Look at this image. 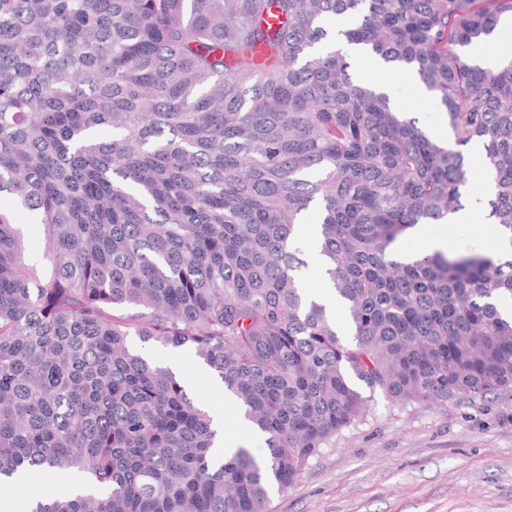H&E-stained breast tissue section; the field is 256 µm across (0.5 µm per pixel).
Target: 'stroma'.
Returning <instances> with one entry per match:
<instances>
[{
  "label": "stroma",
  "instance_id": "obj_1",
  "mask_svg": "<svg viewBox=\"0 0 512 512\" xmlns=\"http://www.w3.org/2000/svg\"><path fill=\"white\" fill-rule=\"evenodd\" d=\"M356 76L396 88L404 111L423 125L438 124L435 103L396 72L355 61ZM465 224L443 231L453 251L490 254L494 224L478 192L484 160H469ZM155 360L176 366L205 405L224 404L211 372H199L191 351L152 347ZM367 413L313 459L288 492L270 491L267 512H512V395L458 396L448 402H394L366 396Z\"/></svg>",
  "mask_w": 512,
  "mask_h": 512
}]
</instances>
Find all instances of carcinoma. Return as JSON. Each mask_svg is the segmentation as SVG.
<instances>
[{"label": "carcinoma", "instance_id": "cac0c4a2", "mask_svg": "<svg viewBox=\"0 0 512 512\" xmlns=\"http://www.w3.org/2000/svg\"><path fill=\"white\" fill-rule=\"evenodd\" d=\"M336 31L418 77L448 136L353 78ZM512 0H0V485L27 512H265L365 413L512 392V260L393 251L463 208L483 147L512 244V54L485 42ZM309 298L296 241L311 209ZM44 226L46 276L20 216ZM186 347L267 452L212 460L179 378L129 346ZM495 35L498 39L508 36L511 40H499L490 44L491 51L486 49L485 43H475L468 48V54L478 64L486 68H493L497 64L495 56H502L507 52L512 53V20H501L496 27ZM317 224V216L315 213H311L308 216V219L306 221L305 225H312V226H305V236L302 239L301 246L303 250L306 253V259L309 263V267L311 270V273L307 279V288H309L311 291L317 292V294L324 299L326 302H329L333 308H336V301L326 292H318L323 290V285L321 284L320 278L315 273V268L313 267L311 260L314 258V254L311 252V242L313 240L315 226Z\"/></svg>", "mask_w": 512, "mask_h": 512}]
</instances>
